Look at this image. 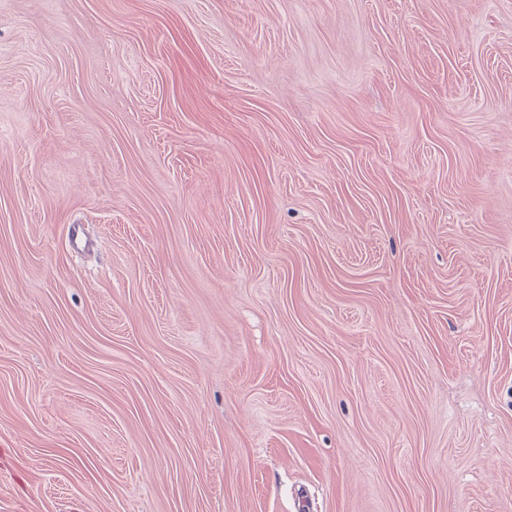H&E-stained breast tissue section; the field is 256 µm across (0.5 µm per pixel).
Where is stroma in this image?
<instances>
[{
    "instance_id": "35a3bbf8",
    "label": "stroma",
    "mask_w": 512,
    "mask_h": 512,
    "mask_svg": "<svg viewBox=\"0 0 512 512\" xmlns=\"http://www.w3.org/2000/svg\"><path fill=\"white\" fill-rule=\"evenodd\" d=\"M0 512H512V0H0Z\"/></svg>"
}]
</instances>
